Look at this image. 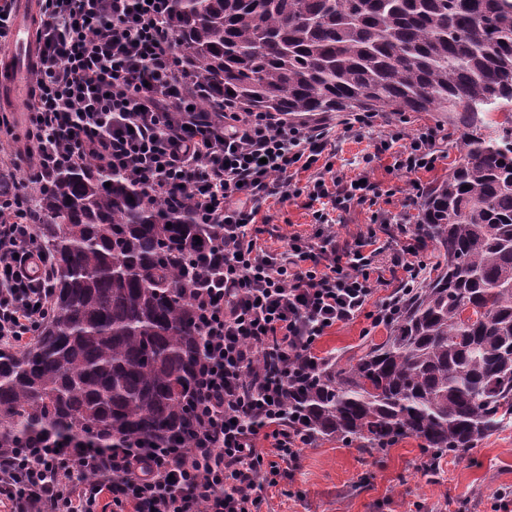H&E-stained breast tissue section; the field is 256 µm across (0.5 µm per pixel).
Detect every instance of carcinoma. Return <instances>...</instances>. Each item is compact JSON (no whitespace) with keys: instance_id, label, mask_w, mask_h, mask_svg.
<instances>
[{"instance_id":"obj_1","label":"carcinoma","mask_w":512,"mask_h":512,"mask_svg":"<svg viewBox=\"0 0 512 512\" xmlns=\"http://www.w3.org/2000/svg\"><path fill=\"white\" fill-rule=\"evenodd\" d=\"M169 25L200 112H446L458 135V164L419 204L435 276L384 341L288 382V416L371 453L416 438L434 462L511 428L512 0H170ZM3 205L4 224L33 207L53 293L33 339L0 349V456L46 440L189 447L190 288L210 275L197 255L213 229L188 198L91 159Z\"/></svg>"}]
</instances>
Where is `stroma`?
<instances>
[{
  "instance_id": "stroma-1",
  "label": "stroma",
  "mask_w": 512,
  "mask_h": 512,
  "mask_svg": "<svg viewBox=\"0 0 512 512\" xmlns=\"http://www.w3.org/2000/svg\"><path fill=\"white\" fill-rule=\"evenodd\" d=\"M28 94L10 95L0 88V115L12 127L0 134V168L17 158L23 148ZM438 112L378 113L374 127L360 136L335 131L332 135L337 172L366 175L376 187L374 199L349 213L334 214L339 240L354 241L366 233L375 215L391 213L416 219L421 201L392 169L393 152L375 154L378 136L397 127L405 132L445 124ZM306 197L270 199L265 213L278 235L261 234L260 244L282 248V235L315 230ZM365 318L337 326L323 336L317 349L335 355L340 362L360 355L367 341H382L386 328L369 330ZM300 466L291 479L267 493V512H492L499 494L512 492V429L494 434L461 457H446L439 470L424 471L420 440L406 438L382 454L329 438L300 452Z\"/></svg>"
}]
</instances>
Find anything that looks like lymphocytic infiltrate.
Listing matches in <instances>:
<instances>
[{"label":"lymphocytic infiltrate","instance_id":"lymphocytic-infiltrate-1","mask_svg":"<svg viewBox=\"0 0 512 512\" xmlns=\"http://www.w3.org/2000/svg\"><path fill=\"white\" fill-rule=\"evenodd\" d=\"M43 22L25 129L34 179L91 157L144 185L151 196L191 195L204 224L222 236L201 261L212 284L193 302L206 350L197 369L188 448H101L72 441L55 451L23 448L0 462L7 512H263L268 488L290 479L305 442L289 426L288 380L316 373L314 346L334 327L366 317L388 325L394 305L419 287L428 263L418 228L381 217L340 242L330 210L366 201L324 159L328 117L294 121L279 112H195L177 73L169 0H39ZM398 151L394 169L418 187L443 158L440 128L393 130L376 153ZM311 172L298 185L299 172ZM307 196L316 231L291 233L279 250L259 244L257 220L276 196ZM389 266L378 263L386 243ZM50 257L34 225L0 223V346L32 336L47 312ZM397 285L381 302L375 289ZM271 443L270 452L257 446Z\"/></svg>","mask_w":512,"mask_h":512}]
</instances>
